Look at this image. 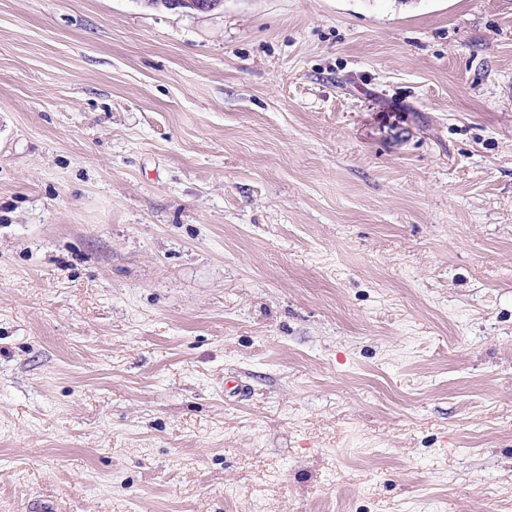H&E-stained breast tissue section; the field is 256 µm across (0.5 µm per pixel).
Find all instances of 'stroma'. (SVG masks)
<instances>
[{
    "label": "stroma",
    "instance_id": "obj_1",
    "mask_svg": "<svg viewBox=\"0 0 512 512\" xmlns=\"http://www.w3.org/2000/svg\"><path fill=\"white\" fill-rule=\"evenodd\" d=\"M0 512H512V0H0Z\"/></svg>",
    "mask_w": 512,
    "mask_h": 512
}]
</instances>
